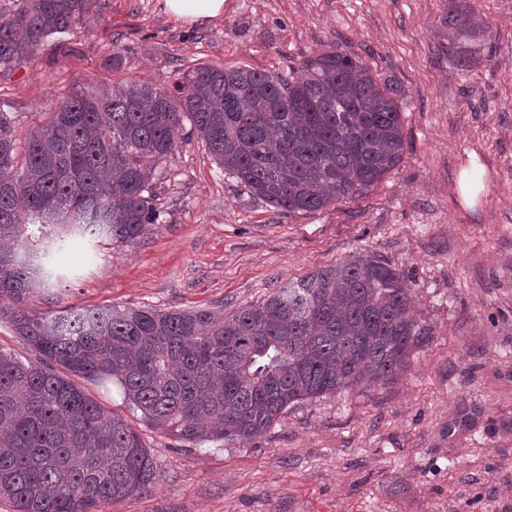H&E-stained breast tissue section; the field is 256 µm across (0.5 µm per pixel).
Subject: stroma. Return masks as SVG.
<instances>
[{"label": "stroma", "instance_id": "stroma-1", "mask_svg": "<svg viewBox=\"0 0 512 512\" xmlns=\"http://www.w3.org/2000/svg\"><path fill=\"white\" fill-rule=\"evenodd\" d=\"M471 3L488 30L469 69L448 51L444 0H224L195 23L163 0H88L74 32L0 67L20 142L90 85L170 88L202 65L283 76L333 44L409 94L403 159L359 197L278 212L188 134L156 171L157 226L52 254L68 280L31 309L228 313L362 252L404 274L426 331L394 380L293 405L249 446L142 428L156 481L105 512H512V0ZM474 159L489 190L469 208L456 179Z\"/></svg>", "mask_w": 512, "mask_h": 512}]
</instances>
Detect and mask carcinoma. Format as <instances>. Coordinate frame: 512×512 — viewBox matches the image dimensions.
<instances>
[{
  "label": "carcinoma",
  "instance_id": "cac0c4a2",
  "mask_svg": "<svg viewBox=\"0 0 512 512\" xmlns=\"http://www.w3.org/2000/svg\"><path fill=\"white\" fill-rule=\"evenodd\" d=\"M86 0H27L0 12V65L82 24ZM486 24L448 0V41L479 62ZM409 95L339 46L274 76L199 66L182 84L83 88L32 128L16 160L0 113V319L38 354L0 351V497L16 512H104L146 491L156 464L141 434L72 377L115 385L142 424L194 442L248 444L288 407L406 367L422 331L403 274L350 254L234 312L128 306L36 312L27 302L63 276L49 257L69 237L129 242L157 225L153 173L184 120L248 191L284 212H314L368 192L402 160Z\"/></svg>",
  "mask_w": 512,
  "mask_h": 512
}]
</instances>
